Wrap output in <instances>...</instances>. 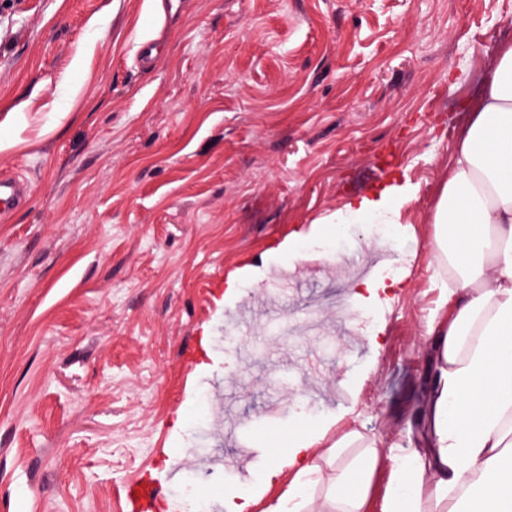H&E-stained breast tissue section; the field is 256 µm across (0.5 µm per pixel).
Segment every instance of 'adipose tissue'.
Segmentation results:
<instances>
[{
  "label": "adipose tissue",
  "instance_id": "adipose-tissue-1",
  "mask_svg": "<svg viewBox=\"0 0 512 512\" xmlns=\"http://www.w3.org/2000/svg\"><path fill=\"white\" fill-rule=\"evenodd\" d=\"M416 192L387 185L351 199L346 220L387 221ZM432 252L451 272L448 294L431 319L428 388L411 447L399 452L361 442L348 470L331 481L330 512H364L377 464L390 481L383 512H512V46L504 50L488 93L463 129L437 204ZM314 438L288 433L283 468L319 471Z\"/></svg>",
  "mask_w": 512,
  "mask_h": 512
}]
</instances>
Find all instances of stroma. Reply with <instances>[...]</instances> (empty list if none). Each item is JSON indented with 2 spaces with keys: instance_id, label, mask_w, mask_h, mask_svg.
<instances>
[{
  "instance_id": "35a3bbf8",
  "label": "stroma",
  "mask_w": 512,
  "mask_h": 512,
  "mask_svg": "<svg viewBox=\"0 0 512 512\" xmlns=\"http://www.w3.org/2000/svg\"><path fill=\"white\" fill-rule=\"evenodd\" d=\"M0 0V174L26 179L0 221V512H156L298 479L218 458L271 434L319 435L314 512L356 431L409 445L446 293L431 251L457 134L504 46L512 0ZM160 39L152 69L142 42ZM418 187L374 277L389 303L338 307L346 259L375 246L336 214ZM332 250L322 259L316 249ZM236 287L226 292L228 276ZM247 312L236 340L224 321ZM215 425L218 457L194 452ZM180 479L171 482L172 466ZM162 492V489L146 478L128 484L124 489V496L129 512H153L155 502ZM137 495H140V499H137Z\"/></svg>"
}]
</instances>
